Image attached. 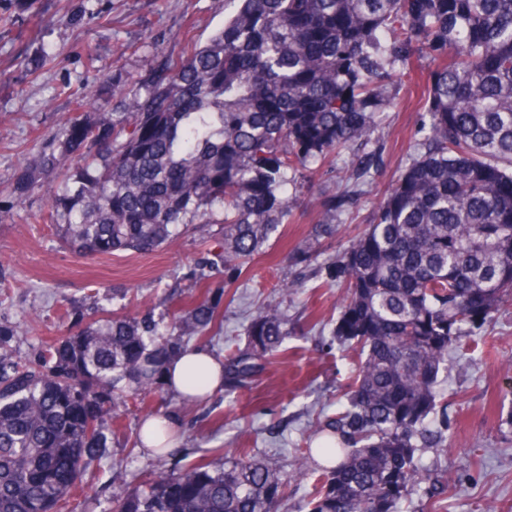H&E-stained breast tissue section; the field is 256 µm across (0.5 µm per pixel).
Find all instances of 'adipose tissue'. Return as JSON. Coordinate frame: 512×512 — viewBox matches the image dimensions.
<instances>
[{
    "label": "adipose tissue",
    "mask_w": 512,
    "mask_h": 512,
    "mask_svg": "<svg viewBox=\"0 0 512 512\" xmlns=\"http://www.w3.org/2000/svg\"><path fill=\"white\" fill-rule=\"evenodd\" d=\"M167 385L182 398H210L224 387V367L209 350L196 347L173 360L167 368Z\"/></svg>",
    "instance_id": "ef3b65f1"
}]
</instances>
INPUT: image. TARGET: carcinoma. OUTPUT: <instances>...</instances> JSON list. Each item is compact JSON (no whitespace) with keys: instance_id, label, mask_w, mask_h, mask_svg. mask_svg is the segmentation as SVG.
<instances>
[{"instance_id":"carcinoma-1","label":"carcinoma","mask_w":512,"mask_h":512,"mask_svg":"<svg viewBox=\"0 0 512 512\" xmlns=\"http://www.w3.org/2000/svg\"><path fill=\"white\" fill-rule=\"evenodd\" d=\"M207 43L137 80L129 112L75 98L57 149L19 177L39 182L49 222L76 255L158 251L223 209L224 267L247 269L298 199L289 188L375 134L393 77L433 64L426 147L345 249L333 329L361 360L341 409L318 418L294 474L242 448L112 493L110 512H279L315 462L301 512H398L420 490L416 456L441 441L448 349L512 297V0H235ZM374 153L347 160L353 189L324 203L315 235L357 200ZM31 362L0 325V512H60L121 427L185 353L222 324L205 297L162 331L150 313L84 321ZM290 333L259 310L224 357V391L253 382Z\"/></svg>"}]
</instances>
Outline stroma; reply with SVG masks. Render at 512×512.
Returning a JSON list of instances; mask_svg holds the SVG:
<instances>
[{
  "mask_svg": "<svg viewBox=\"0 0 512 512\" xmlns=\"http://www.w3.org/2000/svg\"><path fill=\"white\" fill-rule=\"evenodd\" d=\"M233 10L228 0H40L33 17L15 0H0V324L13 330L14 348L38 356L45 344L75 332L76 310L89 319L149 311L166 325L174 310L219 288L223 326L197 341L215 355L243 344L257 310L278 313L296 328L260 380L233 396L219 392L188 404L164 388L127 406L123 432L109 439L67 512H108L115 486L132 487L144 476L200 459L219 465L239 448L293 470L296 448L320 413L343 402L359 362L357 351L332 334L340 308L338 291L327 285L329 267L423 150L427 59H413L410 80L385 109L376 134L381 164L361 185L356 203L338 213L335 235H311L323 200L346 187L340 165L328 164L298 186L308 208L297 211L243 272L220 262L216 224L205 236L184 229L149 255L83 259L61 244L55 225L39 221L47 210L45 187L33 185L24 206L16 204L21 172L74 110L71 91L94 82L96 111H130L131 100L113 97V80L134 81L163 58L186 56ZM40 50L54 61L29 75L20 60ZM287 281L307 288L297 296L284 293ZM440 391L448 403V446L423 449L419 464L430 480H444L445 491L414 495L400 512H512V426L506 422L512 414V302L469 330L451 355ZM168 414L180 423L173 447L163 454L136 447L141 422Z\"/></svg>",
  "mask_w": 512,
  "mask_h": 512,
  "instance_id": "35a3bbf8",
  "label": "stroma"
}]
</instances>
